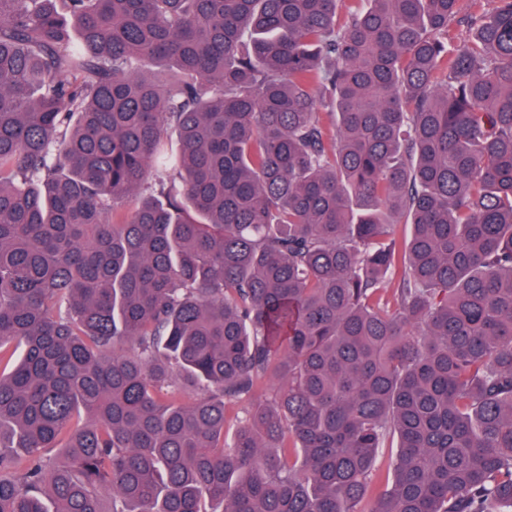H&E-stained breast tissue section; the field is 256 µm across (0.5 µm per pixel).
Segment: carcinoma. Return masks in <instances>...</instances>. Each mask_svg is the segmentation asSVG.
Listing matches in <instances>:
<instances>
[{
	"label": "carcinoma",
	"mask_w": 512,
	"mask_h": 512,
	"mask_svg": "<svg viewBox=\"0 0 512 512\" xmlns=\"http://www.w3.org/2000/svg\"><path fill=\"white\" fill-rule=\"evenodd\" d=\"M460 2L0 0V512H512V0Z\"/></svg>",
	"instance_id": "1"
}]
</instances>
